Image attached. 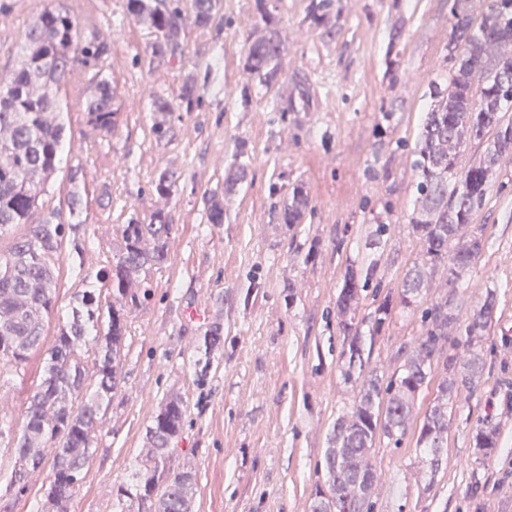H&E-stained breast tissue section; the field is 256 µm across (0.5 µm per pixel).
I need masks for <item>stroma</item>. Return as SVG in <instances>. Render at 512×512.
I'll use <instances>...</instances> for the list:
<instances>
[{
	"label": "stroma",
	"instance_id": "stroma-1",
	"mask_svg": "<svg viewBox=\"0 0 512 512\" xmlns=\"http://www.w3.org/2000/svg\"><path fill=\"white\" fill-rule=\"evenodd\" d=\"M309 4L218 0L212 25L200 28L185 0L179 50L160 60L154 30L129 14L128 0H0V73L18 66L25 31L48 8L69 12L84 34L112 47L100 68L74 66L59 94L65 149L39 214L80 225L87 243L80 256L61 246L59 309L98 287L121 225L147 224L161 212L173 226L167 262L147 274L149 299L127 313L120 386L100 413L95 451L67 512H137L148 430L173 397L183 402L184 423L158 486L189 469L193 512H312L333 427L356 395L343 374L349 339L336 310L350 270L367 283L354 315L364 369L386 380L416 347L425 308L445 301L464 320L486 294L495 299L479 338L448 331L449 354L478 353L484 369L475 391L448 411L432 487L422 480L417 438L437 372L415 397L401 445L375 439L374 512H512V157L457 237L465 242L478 229L486 240L463 279L450 283L441 263L429 267L419 296L403 298L404 275L424 251L411 223L418 171L408 146L433 85H447L451 74L450 2L334 0L318 25ZM268 16L283 43L269 85L246 69L247 45ZM396 23L403 33L393 46ZM99 71L112 81L118 111L109 135L88 126L83 112ZM189 79L198 89L190 105L180 98ZM158 101L172 107L163 140L151 131ZM240 163L245 178L225 191L227 170ZM163 172L175 176L167 195L151 187ZM297 185L309 206L300 223L287 224L283 205ZM75 187L83 197L77 213L68 205ZM212 196L224 201L223 223L207 221ZM214 329L223 343L208 354L203 338ZM39 359L32 354L24 368L0 373V427L20 428L41 382ZM486 427L499 433L487 457L474 446ZM13 462L1 437L0 506L56 512L46 497L49 465L32 472L20 494L10 484Z\"/></svg>",
	"mask_w": 512,
	"mask_h": 512
}]
</instances>
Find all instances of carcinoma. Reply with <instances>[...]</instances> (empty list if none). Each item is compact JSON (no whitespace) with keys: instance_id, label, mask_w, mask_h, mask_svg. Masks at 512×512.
<instances>
[{"instance_id":"cac0c4a2","label":"carcinoma","mask_w":512,"mask_h":512,"mask_svg":"<svg viewBox=\"0 0 512 512\" xmlns=\"http://www.w3.org/2000/svg\"><path fill=\"white\" fill-rule=\"evenodd\" d=\"M180 0H128L129 12L157 33L152 54L173 57L179 48L182 24ZM215 0H193L194 22L210 26ZM448 31V59L455 73L444 89L434 87V104L426 112L414 144L418 206L411 218L425 242V259L405 274V296L418 295L426 285V266L445 263L448 280L460 281L483 248L482 234L472 232L467 244L452 248L459 231L486 201L492 178L503 159L512 155V120L504 112L512 103V0H452ZM281 40L273 20L250 41L248 69L269 84L279 73ZM111 46L79 30L74 16L46 9L29 26L21 45L22 64L0 77V236L17 225L24 233L0 253V361L15 368L41 352V383L29 397L21 427L11 437L14 467L11 483L24 490L30 471L45 461L52 443V480L48 500L66 510L82 480L86 461L93 455V432L100 408L112 401L121 381L122 349L126 337V308L138 306L150 294L147 270L163 265L173 225L162 213L149 224H123L101 288L74 294L62 315L52 344L45 348V330L54 313L58 251L69 240L82 254L81 225L32 221L44 186L54 174L58 150L65 135L59 86L77 63L96 66ZM482 85L475 86V78ZM34 85L43 88L37 98L28 95ZM112 82L95 73L93 93L84 106L87 124L105 134L117 125L112 108ZM494 132L479 160L458 166L461 147ZM309 204L299 187L288 193L283 221L297 224ZM354 272H348L336 305L346 316L358 304ZM494 294L466 320L468 336L488 324ZM457 318L448 303H437L422 313L424 332L417 347L401 365L397 377L383 382L376 374L355 379L358 393L351 411L337 418L335 445L326 449L327 490L320 493L312 512H372L377 476L370 463L376 435L399 445L407 434L415 394L434 366L442 368L438 394L428 408L417 445L428 456L425 489H430L441 467L438 442L448 433V405L462 390H474L483 372L479 355L470 354L455 371L448 355V326ZM184 408L169 401L149 429L150 452L139 473L137 498L141 512H192L195 477L188 470L176 473L164 490L155 492V475L169 456V445L180 432ZM499 445L493 428H481L475 447L485 455Z\"/></svg>"}]
</instances>
